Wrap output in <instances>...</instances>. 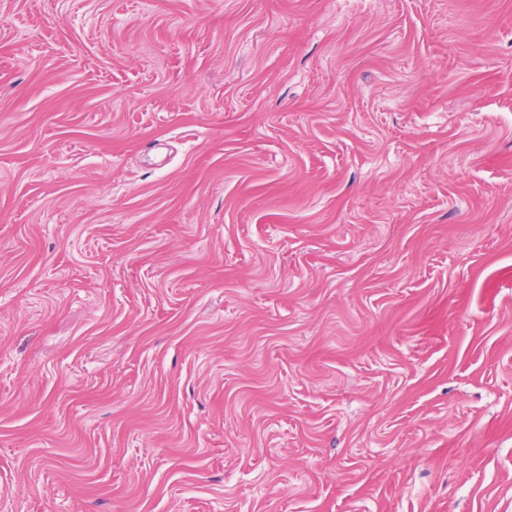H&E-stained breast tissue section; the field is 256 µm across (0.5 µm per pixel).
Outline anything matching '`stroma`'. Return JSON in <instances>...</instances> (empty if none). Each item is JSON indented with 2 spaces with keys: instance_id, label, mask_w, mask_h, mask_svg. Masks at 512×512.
I'll return each instance as SVG.
<instances>
[{
  "instance_id": "stroma-1",
  "label": "stroma",
  "mask_w": 512,
  "mask_h": 512,
  "mask_svg": "<svg viewBox=\"0 0 512 512\" xmlns=\"http://www.w3.org/2000/svg\"><path fill=\"white\" fill-rule=\"evenodd\" d=\"M0 512H512V0H0Z\"/></svg>"
}]
</instances>
